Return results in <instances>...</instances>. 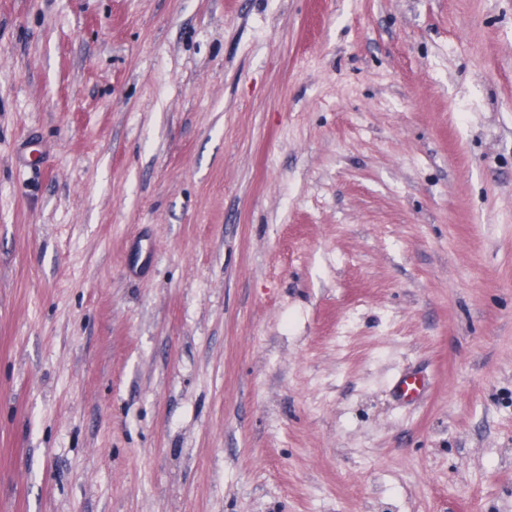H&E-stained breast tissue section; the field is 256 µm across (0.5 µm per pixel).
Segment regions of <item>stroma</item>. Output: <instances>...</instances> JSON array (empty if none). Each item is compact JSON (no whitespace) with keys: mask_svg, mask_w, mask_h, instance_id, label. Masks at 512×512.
I'll return each mask as SVG.
<instances>
[{"mask_svg":"<svg viewBox=\"0 0 512 512\" xmlns=\"http://www.w3.org/2000/svg\"><path fill=\"white\" fill-rule=\"evenodd\" d=\"M0 512H512V0H0Z\"/></svg>","mask_w":512,"mask_h":512,"instance_id":"obj_1","label":"stroma"}]
</instances>
